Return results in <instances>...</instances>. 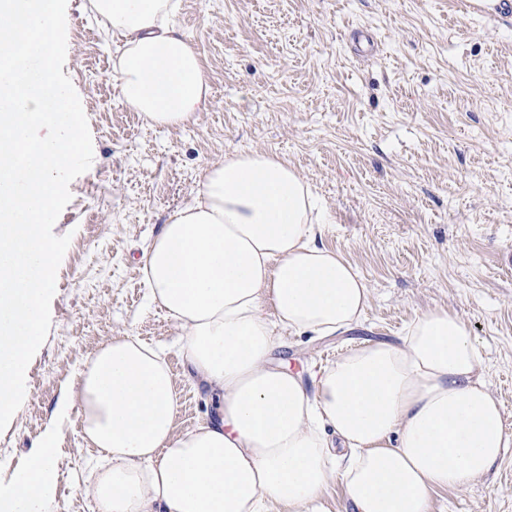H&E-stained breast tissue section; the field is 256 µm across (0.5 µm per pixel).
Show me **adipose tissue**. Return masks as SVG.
I'll return each instance as SVG.
<instances>
[{"mask_svg": "<svg viewBox=\"0 0 512 512\" xmlns=\"http://www.w3.org/2000/svg\"><path fill=\"white\" fill-rule=\"evenodd\" d=\"M121 41L114 78L150 124L178 126L207 104L198 51L176 0H92ZM309 184L252 151L208 168L194 204L162 224L141 264L151 301L184 339L188 375L222 401L178 434L169 366L131 337L103 346L63 392L102 463L87 487L96 512H320L339 480L350 512H430L512 446L467 325L435 309L402 343L362 342L311 380L271 356L284 332L328 336L358 325L370 291L323 233ZM273 317H266V308ZM54 428L0 487V512H45Z\"/></svg>", "mask_w": 512, "mask_h": 512, "instance_id": "obj_1", "label": "adipose tissue"}]
</instances>
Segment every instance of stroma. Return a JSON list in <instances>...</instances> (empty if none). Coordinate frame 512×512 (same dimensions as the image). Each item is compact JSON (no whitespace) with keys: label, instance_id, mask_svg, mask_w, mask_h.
Segmentation results:
<instances>
[{"label":"stroma","instance_id":"35a3bbf8","mask_svg":"<svg viewBox=\"0 0 512 512\" xmlns=\"http://www.w3.org/2000/svg\"><path fill=\"white\" fill-rule=\"evenodd\" d=\"M66 21L63 72L94 159L53 228L71 242L27 397L0 432V485L51 426L47 512H95L85 488L96 451L78 410L58 419L54 409L115 338L164 353L176 433L216 414L188 377L179 329L149 301L140 258L213 163L249 151L295 167L323 209L318 245L340 252L371 289L351 332L285 335L276 360L308 377L356 343L399 341L418 315L445 309L480 346L512 432V15L472 0H179L210 103L170 128L122 100L112 34L91 0H68ZM431 512H512V447L467 489L434 492Z\"/></svg>","mask_w":512,"mask_h":512}]
</instances>
